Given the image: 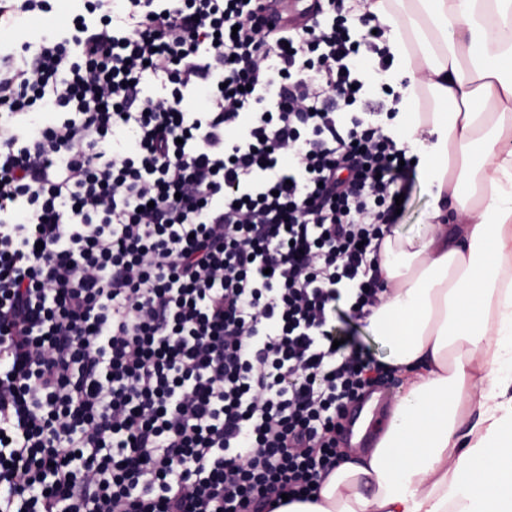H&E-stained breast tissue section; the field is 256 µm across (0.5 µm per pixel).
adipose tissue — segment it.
Listing matches in <instances>:
<instances>
[{
	"mask_svg": "<svg viewBox=\"0 0 512 512\" xmlns=\"http://www.w3.org/2000/svg\"><path fill=\"white\" fill-rule=\"evenodd\" d=\"M388 30L393 134L422 224L384 239L367 318L406 379L372 448L278 512H512V0H365ZM444 104L415 112L417 90Z\"/></svg>",
	"mask_w": 512,
	"mask_h": 512,
	"instance_id": "obj_1",
	"label": "adipose tissue"
}]
</instances>
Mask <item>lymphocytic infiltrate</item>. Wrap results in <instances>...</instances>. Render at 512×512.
<instances>
[{"mask_svg": "<svg viewBox=\"0 0 512 512\" xmlns=\"http://www.w3.org/2000/svg\"><path fill=\"white\" fill-rule=\"evenodd\" d=\"M256 3L79 0L0 43V512L313 500L391 375L333 345L380 302L403 191L386 28ZM55 2V16L50 22L43 17H32L26 22V28L28 30V36L37 38V44L41 37L45 35L52 26H63L67 23L68 19L72 16L71 0H56ZM275 2L274 5L272 2L269 3L268 21L278 29H285L302 22L304 14H307L310 19V8L315 0H275Z\"/></svg>", "mask_w": 512, "mask_h": 512, "instance_id": "lymphocytic-infiltrate-1", "label": "lymphocytic infiltrate"}]
</instances>
